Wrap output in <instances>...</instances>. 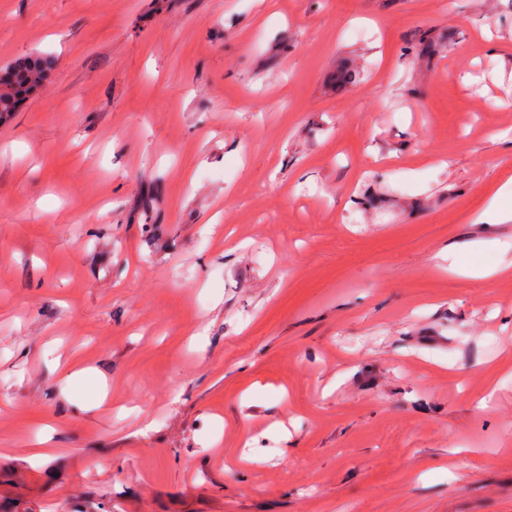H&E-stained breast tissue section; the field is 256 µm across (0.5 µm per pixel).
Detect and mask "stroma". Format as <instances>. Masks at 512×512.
<instances>
[{"mask_svg":"<svg viewBox=\"0 0 512 512\" xmlns=\"http://www.w3.org/2000/svg\"><path fill=\"white\" fill-rule=\"evenodd\" d=\"M36 50L0 512H512V0H0Z\"/></svg>","mask_w":512,"mask_h":512,"instance_id":"1","label":"stroma"}]
</instances>
